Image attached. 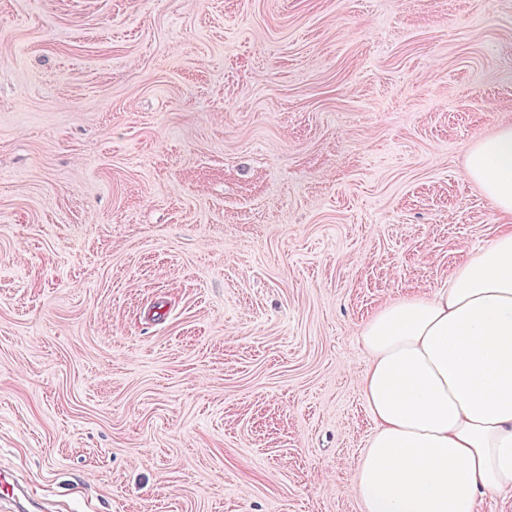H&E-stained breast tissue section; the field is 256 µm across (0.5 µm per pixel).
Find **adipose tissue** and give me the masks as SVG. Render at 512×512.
Segmentation results:
<instances>
[{"label":"adipose tissue","instance_id":"adipose-tissue-1","mask_svg":"<svg viewBox=\"0 0 512 512\" xmlns=\"http://www.w3.org/2000/svg\"><path fill=\"white\" fill-rule=\"evenodd\" d=\"M466 174L512 217V122L469 148ZM359 342L375 424L354 470L364 512H477L512 494V227L447 287L381 306Z\"/></svg>","mask_w":512,"mask_h":512}]
</instances>
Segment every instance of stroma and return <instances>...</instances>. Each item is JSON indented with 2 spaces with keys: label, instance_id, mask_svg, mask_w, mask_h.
Instances as JSON below:
<instances>
[{
  "label": "stroma",
  "instance_id": "obj_1",
  "mask_svg": "<svg viewBox=\"0 0 512 512\" xmlns=\"http://www.w3.org/2000/svg\"><path fill=\"white\" fill-rule=\"evenodd\" d=\"M512 0H0V472L47 512H364L359 332L501 219ZM466 174L501 217H512V122L502 123L493 137L469 148Z\"/></svg>",
  "mask_w": 512,
  "mask_h": 512
}]
</instances>
